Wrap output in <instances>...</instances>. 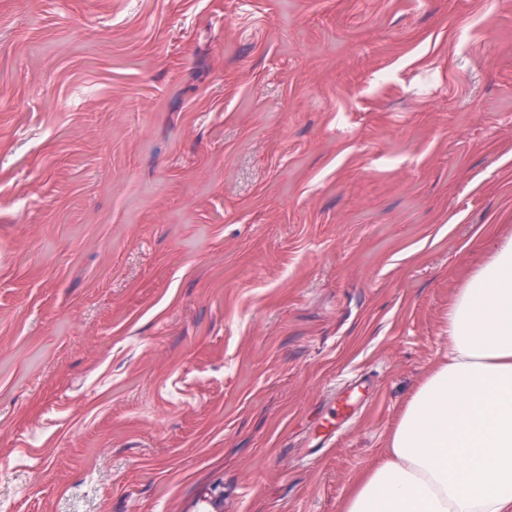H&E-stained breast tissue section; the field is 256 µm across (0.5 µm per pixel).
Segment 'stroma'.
<instances>
[{
	"label": "stroma",
	"mask_w": 512,
	"mask_h": 512,
	"mask_svg": "<svg viewBox=\"0 0 512 512\" xmlns=\"http://www.w3.org/2000/svg\"><path fill=\"white\" fill-rule=\"evenodd\" d=\"M511 234L512 9L0 0V512H341Z\"/></svg>",
	"instance_id": "35a3bbf8"
}]
</instances>
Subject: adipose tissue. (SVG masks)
<instances>
[{
	"label": "adipose tissue",
	"instance_id": "ef3b65f1",
	"mask_svg": "<svg viewBox=\"0 0 512 512\" xmlns=\"http://www.w3.org/2000/svg\"><path fill=\"white\" fill-rule=\"evenodd\" d=\"M448 345L342 512H512V236L449 301Z\"/></svg>",
	"mask_w": 512,
	"mask_h": 512
}]
</instances>
